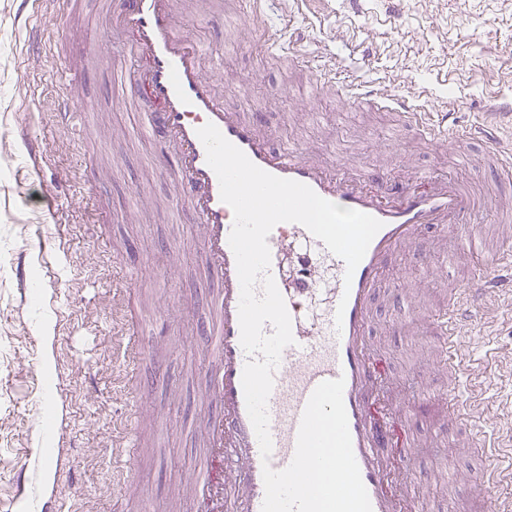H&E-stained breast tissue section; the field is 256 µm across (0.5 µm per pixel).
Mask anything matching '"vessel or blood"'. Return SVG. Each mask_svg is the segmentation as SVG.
I'll list each match as a JSON object with an SVG mask.
<instances>
[{"label":"vessel or blood","instance_id":"1","mask_svg":"<svg viewBox=\"0 0 512 512\" xmlns=\"http://www.w3.org/2000/svg\"><path fill=\"white\" fill-rule=\"evenodd\" d=\"M109 26L129 33L130 55L144 68L140 74L121 71V95L132 102L144 98L157 102V109L146 112L141 131L160 145L156 163L175 180L174 205L187 207L193 215L205 267L216 281L208 295L210 318L201 328L210 364L202 391L207 404L204 453L201 470L192 481L199 512H261L264 466L281 470L291 463L311 394L321 382L339 377L345 380L343 400L353 452L372 512H429L428 503L415 492V476L406 464L415 446L405 430L409 408L395 395L396 380L384 365L387 353L371 336L381 296L400 294L399 289L385 288V273L397 254L422 252L421 234L428 229L451 241L455 254L472 262L473 277L449 292L446 310L420 313L393 326L398 333L432 321L443 353L441 369L453 376L461 363L460 340L475 314L491 301L498 272L503 266L512 267V234L493 250L479 245L469 224L477 200L462 182L414 171L397 179L369 178L354 168L315 160L308 149L273 146L259 117L229 109L217 94L202 63L203 51L187 21L179 19L174 0H115ZM347 90L351 98L390 108L422 134H431L425 113L412 99L368 90L353 81ZM209 122L264 171L306 184L322 198L382 223L349 282L344 279L343 260L303 225L277 224L267 238L269 272L291 316L294 343L284 349L274 372L267 404L272 452L266 460L242 387L248 355L240 342V283L229 245L234 214L220 197L218 178L197 135ZM479 133L486 150L498 155L501 174L511 177L512 155H501L495 127L482 125ZM123 334L127 341L122 350L133 364L149 353L152 342L162 339L163 329L156 324L148 330L133 320ZM479 415L471 404L448 405L449 420L468 429L469 446L484 457L488 454L484 438L470 430ZM137 441V427L131 424L123 427L115 446L129 473L134 470ZM36 463L35 455H27L18 473L23 489L12 497L9 512L33 504ZM475 481L487 491V512H512V496L493 493L494 488L512 486V467L482 470Z\"/></svg>","mask_w":512,"mask_h":512}]
</instances>
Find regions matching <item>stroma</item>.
I'll use <instances>...</instances> for the list:
<instances>
[{
  "label": "stroma",
  "instance_id": "1",
  "mask_svg": "<svg viewBox=\"0 0 512 512\" xmlns=\"http://www.w3.org/2000/svg\"><path fill=\"white\" fill-rule=\"evenodd\" d=\"M110 0H81L64 25L56 0L37 16L17 17L0 0V505L16 492L22 451L40 449L42 478L55 485L65 512H194L190 484L202 448L198 428L207 410L202 385L207 357L195 338L207 315V275L200 232L189 213L173 214L169 175L154 163L157 148L140 132L142 115L111 92L116 65H130L125 36L107 34ZM246 0L187 5L191 34L208 55L226 104L263 115L274 143L302 142L321 160H349L368 175L402 169L447 172L475 188L486 246L501 228L499 207L512 205V185L491 178V163L473 133L493 124L502 152L512 151V0H276L252 30L239 19ZM289 24L301 48L320 61L307 68L265 56L260 43ZM76 57L70 92L83 107L82 132L55 121L62 94L59 56ZM369 88L387 87L425 106L433 122L452 112L447 139L424 141L396 112L345 96L329 69ZM39 143L18 152L20 136ZM58 185L53 213L38 210L44 187ZM422 240L440 273L424 296L419 259L401 253L386 284L401 289L383 304L374 339L405 395L428 383L429 414L413 415L418 440L409 456L417 488L433 512L476 501L468 475L488 467L448 431L449 399L467 401L482 381L485 411L477 428L488 439L512 434V292L478 312L460 344L466 364L457 377H433L437 343L425 329L392 333V321L442 306L449 289L470 279L434 233ZM138 283L136 306L161 322L166 339L137 370L147 386L142 413L127 394L119 346L129 317L119 287L126 272ZM137 419L141 446L122 503L113 499L122 466L112 436Z\"/></svg>",
  "mask_w": 512,
  "mask_h": 512
}]
</instances>
